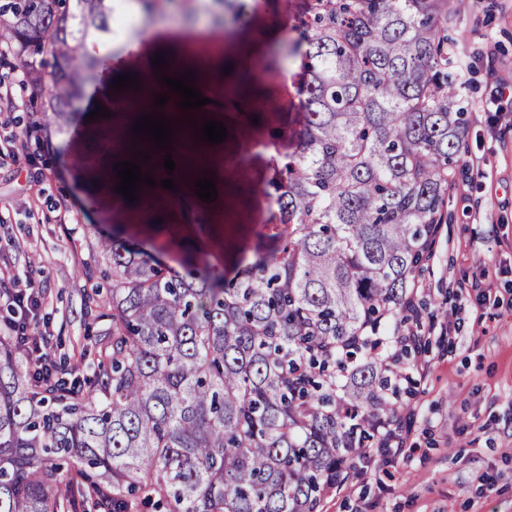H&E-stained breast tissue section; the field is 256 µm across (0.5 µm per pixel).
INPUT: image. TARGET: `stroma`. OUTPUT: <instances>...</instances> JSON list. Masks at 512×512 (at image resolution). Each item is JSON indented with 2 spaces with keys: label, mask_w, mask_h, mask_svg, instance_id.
I'll list each match as a JSON object with an SVG mask.
<instances>
[{
  "label": "stroma",
  "mask_w": 512,
  "mask_h": 512,
  "mask_svg": "<svg viewBox=\"0 0 512 512\" xmlns=\"http://www.w3.org/2000/svg\"><path fill=\"white\" fill-rule=\"evenodd\" d=\"M302 8L303 0H247V23L229 19L220 27L234 47L255 33L280 29L249 58L271 105L259 124L227 123L228 140L291 152L282 130L301 124L305 62L301 53L283 48L298 39L292 24ZM448 37V70L469 126L448 192V220L415 279V302L423 319H449L456 330L426 336L408 371L404 456L382 467L358 461L319 512H360L367 504L371 512H512V100H502L499 125H489L484 113L497 79L512 81V0H470ZM282 53L286 65L272 64V56ZM42 123L50 143L29 140L28 162L0 165V290L30 271L49 272L27 332L50 337L55 366L87 368L112 325L105 304L84 302L109 267L99 241L115 236L157 255L169 242L148 223H115L111 207L91 198L81 147L102 124L88 121L83 100L75 101L65 130L48 117ZM469 160L483 163L485 178L471 177ZM247 166L243 185L226 170L224 204L213 226L229 279L236 258L274 246L264 235L273 215V170L255 151ZM63 206L69 209L66 224L57 218Z\"/></svg>",
  "instance_id": "stroma-1"
}]
</instances>
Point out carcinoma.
<instances>
[{
    "label": "carcinoma",
    "mask_w": 512,
    "mask_h": 512,
    "mask_svg": "<svg viewBox=\"0 0 512 512\" xmlns=\"http://www.w3.org/2000/svg\"><path fill=\"white\" fill-rule=\"evenodd\" d=\"M466 0H308L295 29L310 61L266 225L276 247L224 271L178 243L180 275L118 239L112 328L80 393L29 366L27 337L0 332V512H317L376 425H404L399 359L381 324L405 300L446 222L467 112L448 79V19ZM3 18L43 110L65 120L72 61L108 29L106 0H13ZM55 71L44 77L42 56ZM173 149L224 156L179 123ZM173 202L202 231L187 191Z\"/></svg>",
    "instance_id": "1"
}]
</instances>
